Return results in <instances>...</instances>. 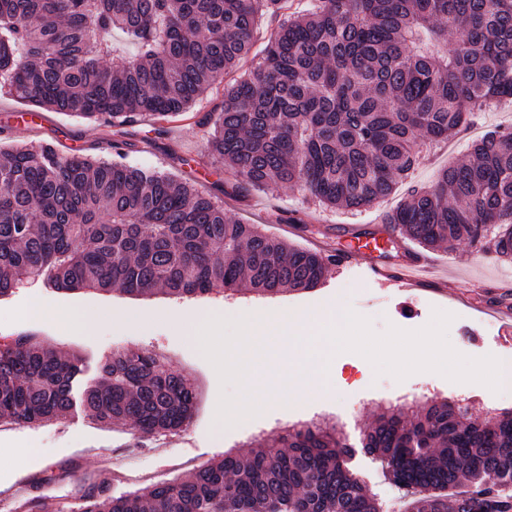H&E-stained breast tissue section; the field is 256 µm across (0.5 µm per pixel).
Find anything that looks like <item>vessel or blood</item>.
Instances as JSON below:
<instances>
[{"instance_id":"b4317fda","label":"vessel or blood","mask_w":512,"mask_h":512,"mask_svg":"<svg viewBox=\"0 0 512 512\" xmlns=\"http://www.w3.org/2000/svg\"><path fill=\"white\" fill-rule=\"evenodd\" d=\"M386 245L383 238L358 237L351 239L347 246L331 251L330 258L339 268L362 267L368 278L385 287L403 291L425 282L430 266L427 256L417 254L399 267L391 268L379 260V254Z\"/></svg>"}]
</instances>
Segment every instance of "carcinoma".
Masks as SVG:
<instances>
[{
	"instance_id": "carcinoma-1",
	"label": "carcinoma",
	"mask_w": 512,
	"mask_h": 512,
	"mask_svg": "<svg viewBox=\"0 0 512 512\" xmlns=\"http://www.w3.org/2000/svg\"><path fill=\"white\" fill-rule=\"evenodd\" d=\"M286 2L0 0V94L119 129L149 116L161 135L250 52L268 16L278 24L262 58L206 118L208 145L238 189L296 186L350 210L389 196L424 145L512 99V0H313L290 15ZM115 33L133 53H118ZM397 232L426 249L481 242L512 259V134L483 137L358 235L391 243ZM330 265L121 152L0 149V297L38 281L130 296L275 294L316 287ZM80 364L33 336L0 343V423L65 419L79 406L139 443L190 423L194 383L153 352H113L84 388ZM411 411L388 408L364 434L404 512H512V412L479 419L448 400ZM348 454L336 423H296L185 479L101 486L79 512H382L344 468Z\"/></svg>"
}]
</instances>
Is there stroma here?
Listing matches in <instances>:
<instances>
[{
  "instance_id": "35a3bbf8",
  "label": "stroma",
  "mask_w": 512,
  "mask_h": 512,
  "mask_svg": "<svg viewBox=\"0 0 512 512\" xmlns=\"http://www.w3.org/2000/svg\"><path fill=\"white\" fill-rule=\"evenodd\" d=\"M232 81V75L220 77L202 102L167 123L164 135L152 133L145 121L123 128L127 162L186 180L206 176L204 192L212 194L228 216L262 225L269 234L314 250L341 245L347 233L373 227L402 203L407 192L403 184L383 202L357 212L319 206L299 188L229 195L235 178L209 152L205 117L221 110L224 89ZM17 106L12 97L0 95L1 146L36 148L48 142L63 156L78 151L93 158L113 157L111 127L49 111L42 127L29 129L8 117V110ZM507 126L512 127V102L487 108L472 129L452 133L421 156L412 184L433 185L444 166L468 159L477 134ZM428 256L433 261L429 283L404 293L379 287L360 268L332 266L317 288L276 295L228 291L184 299L163 294L134 297L117 290L61 292L39 282L0 299V342L32 334L60 352L79 355L85 383L97 381L98 363L112 351L139 348L166 357L174 369L195 378L199 388L190 424L139 448L128 430L99 424L81 412L35 427L0 424V512H77L82 492L100 480H108L110 490L117 493L140 489V482L133 479L137 473L158 482L173 481L225 452L276 435L285 426L324 418L344 428L352 450L346 459L348 469L380 502L396 505V488L361 445L364 429L380 408L452 399L466 405L473 416L485 417L512 410V393H496L479 383L464 391L459 383L428 372L400 382L376 374L361 355L345 352L332 358L320 395L301 402H273L256 417L222 427L212 415L217 373L198 343L171 323L183 316L216 313L261 320L284 308L321 314L338 306L370 319L372 329L382 333L391 325L422 328L439 309L453 316L448 339L459 353L472 358L507 353L498 310L512 307V264L466 243L429 251ZM73 307L92 314L91 329L80 331L58 321L60 311ZM125 312L142 313L152 322L148 328L130 331L119 320Z\"/></svg>"
}]
</instances>
